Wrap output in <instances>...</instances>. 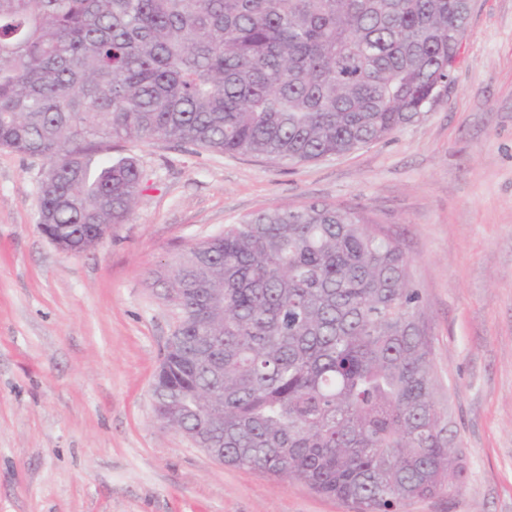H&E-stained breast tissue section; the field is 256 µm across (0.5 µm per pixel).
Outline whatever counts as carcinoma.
I'll return each instance as SVG.
<instances>
[{"instance_id":"carcinoma-1","label":"carcinoma","mask_w":512,"mask_h":512,"mask_svg":"<svg viewBox=\"0 0 512 512\" xmlns=\"http://www.w3.org/2000/svg\"><path fill=\"white\" fill-rule=\"evenodd\" d=\"M468 0H0V148L46 163L36 224L76 255L142 193L121 140L304 164L412 122ZM398 241L316 200L242 217L160 273L178 346L157 417L224 464L400 512L463 474Z\"/></svg>"}]
</instances>
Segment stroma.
Segmentation results:
<instances>
[{
    "mask_svg": "<svg viewBox=\"0 0 512 512\" xmlns=\"http://www.w3.org/2000/svg\"><path fill=\"white\" fill-rule=\"evenodd\" d=\"M141 199L96 248L39 231L43 159L0 149V512H358L212 459L154 413L176 315L156 274L241 217L319 200L397 238L424 301L458 491L402 512H512V0H472L448 89L388 139L298 166L119 142Z\"/></svg>",
    "mask_w": 512,
    "mask_h": 512,
    "instance_id": "1",
    "label": "stroma"
}]
</instances>
